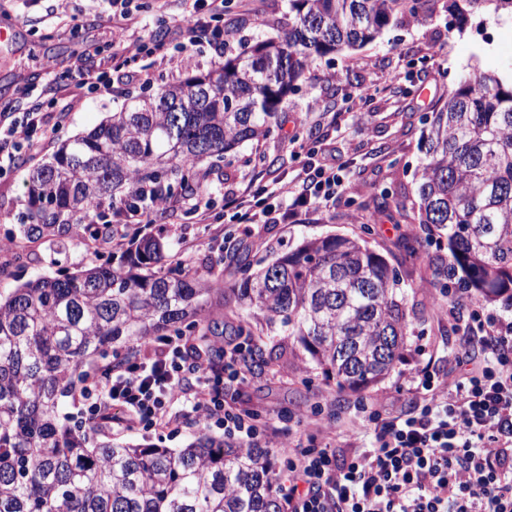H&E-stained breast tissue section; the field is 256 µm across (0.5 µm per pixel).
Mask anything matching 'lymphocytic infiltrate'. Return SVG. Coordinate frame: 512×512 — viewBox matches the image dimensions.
<instances>
[{"label":"lymphocytic infiltrate","instance_id":"lymphocytic-infiltrate-1","mask_svg":"<svg viewBox=\"0 0 512 512\" xmlns=\"http://www.w3.org/2000/svg\"><path fill=\"white\" fill-rule=\"evenodd\" d=\"M176 32L224 52V0H191ZM343 164L321 153L280 186L288 206L267 203L262 190L244 189L224 200V212L260 236L269 224L293 220L310 200L329 203L343 181ZM468 311L457 366L447 376L423 368L410 375L405 392L416 410L399 415L372 411L360 432L364 443L340 460L320 431L291 438L285 419L257 425L256 411L226 399L223 382L245 383L249 346L228 342L215 363L187 357L183 337L160 336L142 357L113 368L106 383L85 387L88 422L105 419L144 429L169 427L171 410L183 403L198 417L222 427L244 446L281 449L288 461L285 500L289 512H512V318L456 298ZM198 386L184 397L185 374Z\"/></svg>","mask_w":512,"mask_h":512}]
</instances>
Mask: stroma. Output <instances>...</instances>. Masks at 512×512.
<instances>
[{"instance_id": "35a3bbf8", "label": "stroma", "mask_w": 512, "mask_h": 512, "mask_svg": "<svg viewBox=\"0 0 512 512\" xmlns=\"http://www.w3.org/2000/svg\"><path fill=\"white\" fill-rule=\"evenodd\" d=\"M184 9L183 0H130L137 32L146 38L172 31ZM287 12L288 0H231L224 18L242 26L244 35L256 38L270 35L272 23ZM0 29L7 32V43L0 46V113L23 112L38 105L48 129L47 134L38 135L36 149L24 153L23 163L0 174V293L6 295L25 281L98 265L126 248V240L119 237L97 246L73 239L61 248L37 240L22 251L10 242L27 210L24 179L29 168L47 160L59 142L89 132L122 111L126 101L103 90L89 91L72 76L79 65L105 73L113 82L119 77L112 61L119 45L112 37L109 0H0ZM171 54V61L163 66L139 55L132 70L148 68L152 79L147 84L130 83L133 94L153 92L160 85L207 72L214 64L207 43H192L185 37L174 39ZM510 68L511 17H476L460 31L439 8L427 20L391 26L365 47L327 56L306 70L300 91L283 102L274 132L239 148L240 153L260 155V164L221 162L196 199L197 211L182 204L155 218L154 229L168 243L160 266L164 272L177 265L203 270L207 257L221 251L242 254L256 267L303 240L334 234L366 240L370 249L397 267L406 238L424 241L423 261L410 270L407 282L408 302L421 316L413 320L408 347L383 381L360 394L338 388L280 327L271 335L258 336L263 364L254 367L245 385L225 383L226 397L245 403L264 419L285 411L317 418L343 431L334 446L338 454L347 456L355 446L352 433L362 417L360 403L375 402L390 412L411 408L412 396L398 395L397 388L413 369L427 364L445 372L453 366L460 348L453 330L458 313L433 310L440 290L425 265L427 259L447 257L448 250L426 241L419 225L398 222L397 207L415 196L426 112L473 70ZM314 148L335 150L346 165L344 187L334 205L309 207L292 224L267 225L252 242L246 240L241 226L226 222V193L291 181ZM383 187L388 188L389 197L378 209L373 197ZM213 277L225 290L211 294L204 308L230 334L244 314L230 294L241 275L227 263L215 267ZM202 429L217 438L224 434L216 426H201L186 413L164 430L102 422L95 432L130 445L177 449Z\"/></svg>"}]
</instances>
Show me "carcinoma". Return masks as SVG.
<instances>
[{
    "label": "carcinoma",
    "instance_id": "cac0c4a2",
    "mask_svg": "<svg viewBox=\"0 0 512 512\" xmlns=\"http://www.w3.org/2000/svg\"><path fill=\"white\" fill-rule=\"evenodd\" d=\"M458 30L475 15L512 16V0H445ZM435 0H288L277 37L224 31L236 52L204 74L165 84L89 133L61 142L26 175L20 240L104 241L127 222L129 247L62 277H40L0 301V512H283L269 457L199 433L186 447L96 441L63 421L87 362H123L151 336L211 343L202 306L218 281L179 267L153 268L167 244L130 214L159 194L201 192L212 168L247 141L268 136L279 106L306 69L373 42L404 18L424 21ZM424 162L411 208L447 241L448 263H428L442 289L484 306L512 301V74L475 70L426 113ZM208 164L203 169L201 165ZM120 203L124 210L112 212ZM239 303L250 319L280 324L341 389L381 382L406 349L411 324L405 282L365 241L328 235L271 264L240 265Z\"/></svg>",
    "mask_w": 512,
    "mask_h": 512
}]
</instances>
